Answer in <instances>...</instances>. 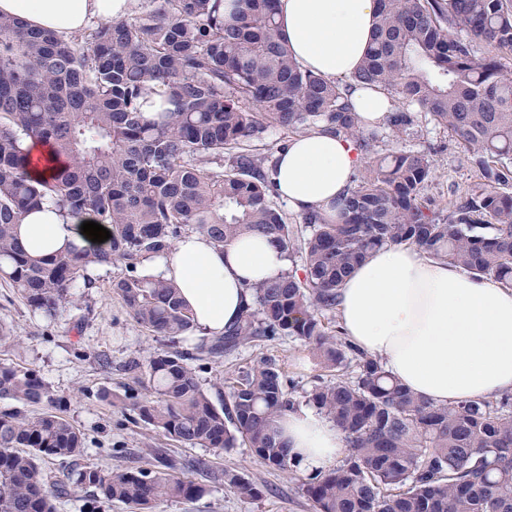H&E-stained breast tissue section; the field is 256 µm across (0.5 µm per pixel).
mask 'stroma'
Segmentation results:
<instances>
[{
  "label": "stroma",
  "mask_w": 512,
  "mask_h": 512,
  "mask_svg": "<svg viewBox=\"0 0 512 512\" xmlns=\"http://www.w3.org/2000/svg\"><path fill=\"white\" fill-rule=\"evenodd\" d=\"M377 148L382 153L431 152L434 171L425 195L441 207L480 177L455 139L424 114L400 135L383 132ZM124 271L119 265L96 272L93 286L76 289L73 303L51 322L33 312L16 289L0 279V326L19 339L18 345L0 346V362L32 369L50 387L56 412L84 434L80 465L144 467L150 449L160 448L185 461L207 459L211 472L192 476L203 490L200 497L164 501L157 512H313L298 487L299 478L308 475L306 469L292 475L267 467L244 445L217 454L208 448L179 444L159 435L133 411L132 402L145 391L135 381L132 364L145 362L151 352L167 347L168 342L148 335L113 293L112 281ZM260 357L279 364L300 393L310 390L320 373L303 342L282 336L247 344L227 355L221 365L199 366V382L212 392L214 403H223V396L214 392L216 380ZM226 469L243 473L258 487L259 496L245 499L225 487L219 475Z\"/></svg>",
  "instance_id": "1"
}]
</instances>
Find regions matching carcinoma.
<instances>
[{
  "label": "carcinoma",
  "mask_w": 512,
  "mask_h": 512,
  "mask_svg": "<svg viewBox=\"0 0 512 512\" xmlns=\"http://www.w3.org/2000/svg\"><path fill=\"white\" fill-rule=\"evenodd\" d=\"M131 19H107L86 37L62 39L0 15V279L53 320L78 282L122 264L113 292L152 336L170 342L141 366L149 397L132 404L163 436L219 452L241 441L261 463L292 472L276 420L300 404L272 360L238 368L220 408L195 361L220 365L255 339L294 336L319 368L336 373L305 392L334 423L349 453L302 484L313 512H512V397L435 406L400 384L382 359L354 346L329 318L345 276L373 250L409 244L434 260L512 288V0H377L375 31L352 80L390 95L393 135L426 113L482 169V180L435 209L422 191L429 152L378 155V133L347 85L306 70L278 30L277 0H140ZM156 95L155 111H142ZM271 128L324 131L368 155L342 204V221L310 212L301 235L273 200L270 154L253 142ZM65 159L49 179L33 174L29 145ZM50 204L65 216H96L105 248L33 256L17 227ZM217 247L244 233L278 242L292 268L250 288L251 302L220 336L191 350L192 313L177 286L139 270L171 252L186 232ZM0 399L39 413L0 410V512H57L72 487L155 512L200 488L180 460L152 450L153 468L76 467L84 437L51 410L55 397L32 369L0 362ZM71 463L48 474L47 459ZM244 498L258 488L235 470L220 474Z\"/></svg>",
  "instance_id": "cac0c4a2"
}]
</instances>
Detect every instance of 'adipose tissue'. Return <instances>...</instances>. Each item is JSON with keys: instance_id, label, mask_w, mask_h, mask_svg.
<instances>
[{"instance_id": "ef3b65f1", "label": "adipose tissue", "mask_w": 512, "mask_h": 512, "mask_svg": "<svg viewBox=\"0 0 512 512\" xmlns=\"http://www.w3.org/2000/svg\"><path fill=\"white\" fill-rule=\"evenodd\" d=\"M136 0H0V14L60 37L109 17L124 18ZM376 0H278L280 31L301 67L350 81L373 38ZM359 158L351 141L315 131L289 141L271 171L280 196L297 213L340 218ZM82 221L50 206L27 213L19 241L44 256L89 246ZM288 253L248 233L224 247L195 232L179 239L160 265L210 337L234 323L248 289L281 276ZM340 325L359 349L382 356L390 373L417 395L445 405L512 393V289L392 245L372 252L340 289ZM276 432L292 457L312 471L332 469L347 451L336 426L313 411H290Z\"/></svg>"}]
</instances>
